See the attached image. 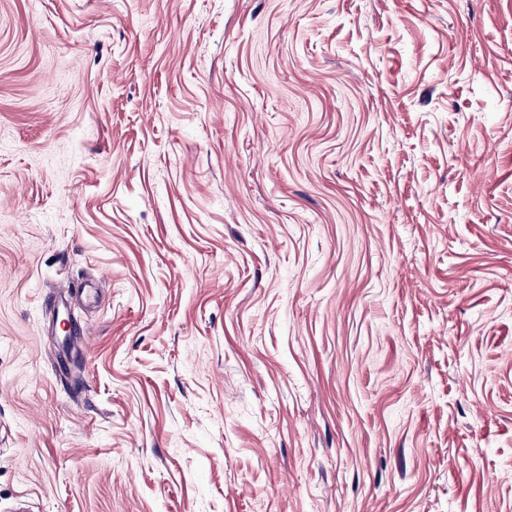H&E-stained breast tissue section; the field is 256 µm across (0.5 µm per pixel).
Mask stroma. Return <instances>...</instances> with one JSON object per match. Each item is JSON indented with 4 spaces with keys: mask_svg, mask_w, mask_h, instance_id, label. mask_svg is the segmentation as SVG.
<instances>
[{
    "mask_svg": "<svg viewBox=\"0 0 512 512\" xmlns=\"http://www.w3.org/2000/svg\"><path fill=\"white\" fill-rule=\"evenodd\" d=\"M0 512H512V0H0Z\"/></svg>",
    "mask_w": 512,
    "mask_h": 512,
    "instance_id": "1",
    "label": "stroma"
}]
</instances>
